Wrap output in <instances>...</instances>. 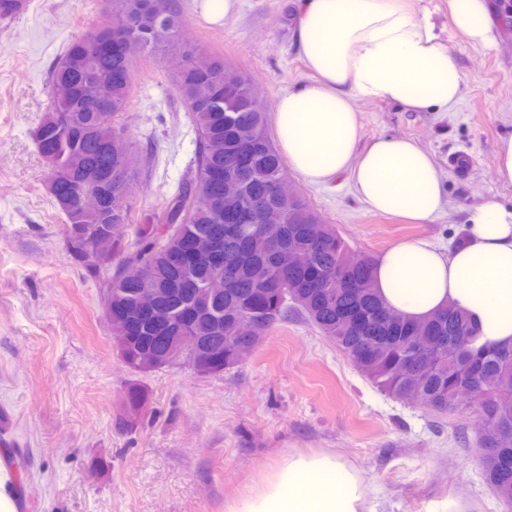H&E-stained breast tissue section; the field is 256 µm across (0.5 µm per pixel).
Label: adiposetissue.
Segmentation results:
<instances>
[{"mask_svg": "<svg viewBox=\"0 0 512 512\" xmlns=\"http://www.w3.org/2000/svg\"><path fill=\"white\" fill-rule=\"evenodd\" d=\"M448 25L474 44L496 28L488 0H448ZM295 40L310 79L278 98L275 134L289 165L326 186L346 172L371 210L416 224L443 209L429 153L404 137L358 150L356 101L407 112L453 106L464 75L422 0H297ZM378 294L401 316L426 319L448 306L466 313L487 347L512 345V207L495 199L469 211L462 239L441 250L416 238L376 262ZM225 512H370L357 467L327 450L283 454Z\"/></svg>", "mask_w": 512, "mask_h": 512, "instance_id": "1", "label": "adipose tissue"}]
</instances>
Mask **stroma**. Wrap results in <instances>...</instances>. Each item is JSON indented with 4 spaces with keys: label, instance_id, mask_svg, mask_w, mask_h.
Listing matches in <instances>:
<instances>
[{
    "label": "stroma",
    "instance_id": "1",
    "mask_svg": "<svg viewBox=\"0 0 512 512\" xmlns=\"http://www.w3.org/2000/svg\"><path fill=\"white\" fill-rule=\"evenodd\" d=\"M179 34L161 50L135 47L119 124L142 162L131 191L136 217L171 193L193 163L195 134L175 79L187 49L204 48L241 72L266 112L307 80L292 0H240L223 25L197 0H168ZM109 0H25L0 23V447L23 512H224L290 450H329L353 463L374 512H501L475 459L479 415L471 401L445 413L397 400L301 317L276 324L242 363L200 376L184 362L131 372L117 357L105 294L66 249L47 189L50 170L33 133L53 95L64 44L98 29ZM465 76L448 112H406L360 101V147L380 135L414 140L441 173L446 200L431 222L370 211L348 174L327 187L288 172V184L352 251L379 255L417 236L440 247L462 236L468 210L512 205L496 148L512 135V32L491 46L445 31ZM466 153L470 164L452 163ZM145 416L124 427L129 387Z\"/></svg>",
    "mask_w": 512,
    "mask_h": 512
}]
</instances>
